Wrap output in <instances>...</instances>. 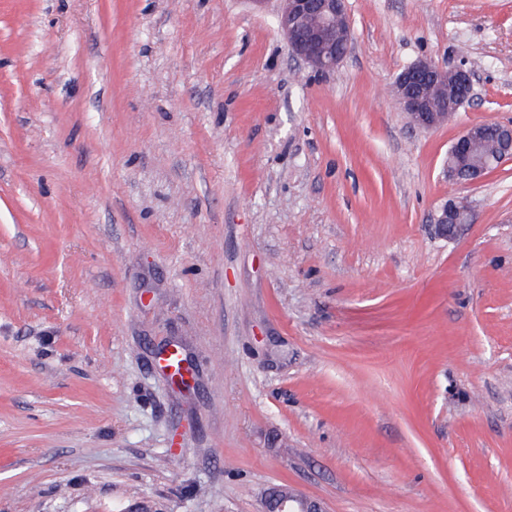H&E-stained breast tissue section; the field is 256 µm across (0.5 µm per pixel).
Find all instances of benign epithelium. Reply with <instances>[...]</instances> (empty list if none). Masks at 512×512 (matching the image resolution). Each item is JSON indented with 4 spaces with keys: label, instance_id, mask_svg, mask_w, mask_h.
<instances>
[{
    "label": "benign epithelium",
    "instance_id": "benign-epithelium-1",
    "mask_svg": "<svg viewBox=\"0 0 512 512\" xmlns=\"http://www.w3.org/2000/svg\"><path fill=\"white\" fill-rule=\"evenodd\" d=\"M277 23L291 52L317 72H330L350 44L346 0H279ZM400 111L417 129L431 131L447 122L448 97L470 100L477 91L473 74L463 67L443 69L422 59L403 70L394 82ZM512 158V122H481L466 127L448 150V177L475 184ZM473 222L464 199L450 200L433 216L434 236L451 240ZM263 512H325L316 500L287 485L271 487Z\"/></svg>",
    "mask_w": 512,
    "mask_h": 512
}]
</instances>
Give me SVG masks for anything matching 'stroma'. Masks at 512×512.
<instances>
[{
    "label": "stroma",
    "mask_w": 512,
    "mask_h": 512,
    "mask_svg": "<svg viewBox=\"0 0 512 512\" xmlns=\"http://www.w3.org/2000/svg\"><path fill=\"white\" fill-rule=\"evenodd\" d=\"M277 8L0 0V512H512V159L445 172L512 0H347L328 73ZM421 59L478 90L432 131ZM394 98L417 129L431 131L447 122L448 95L470 100L477 91L473 74L463 67L443 69L422 59L403 70L394 82ZM447 112H444V111ZM473 222V213L464 199L450 200L433 216L431 230L434 236L451 240ZM263 505V512H326L318 500L298 494L288 485L271 487Z\"/></svg>",
    "instance_id": "35a3bbf8"
}]
</instances>
